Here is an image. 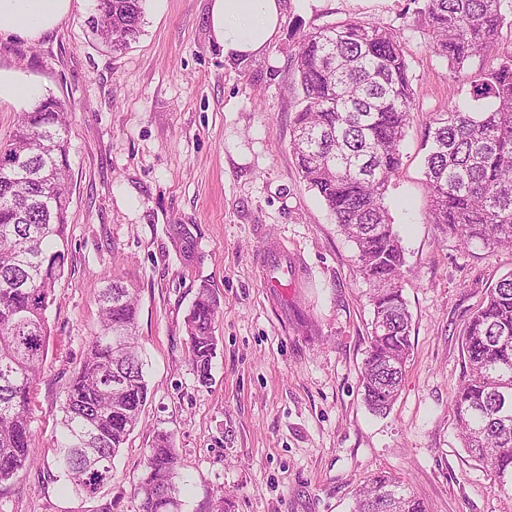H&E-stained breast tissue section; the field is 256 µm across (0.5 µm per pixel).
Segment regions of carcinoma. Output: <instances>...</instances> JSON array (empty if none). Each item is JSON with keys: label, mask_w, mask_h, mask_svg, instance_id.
<instances>
[{"label": "carcinoma", "mask_w": 512, "mask_h": 512, "mask_svg": "<svg viewBox=\"0 0 512 512\" xmlns=\"http://www.w3.org/2000/svg\"><path fill=\"white\" fill-rule=\"evenodd\" d=\"M144 0H97L92 30L112 50L135 40ZM417 27L428 48L470 86L474 105L448 102L433 113L425 177L431 223L468 246L512 247V48L495 67L473 68L512 28V0H420ZM301 107L291 148L298 170L354 244L372 285V331L363 361L364 403L385 414L401 391L411 355L412 318L398 284L404 250L385 206L401 165L414 91L393 31L346 20L302 34L294 58ZM68 107L48 96L0 144V486L33 462L31 393L40 378L46 310L71 254L67 233L70 170ZM169 235L184 264L199 261L188 224ZM100 331L89 342L64 395L54 465L77 497L112 481V465L139 423L148 386L140 354L137 298L114 280L98 296ZM220 302L209 280L186 316L188 359L211 384ZM462 379L453 413L466 449L512 489V275L489 290L466 320ZM180 459L171 433L157 431L134 490V512H182ZM353 512H428L400 479L370 476Z\"/></svg>", "instance_id": "cac0c4a2"}]
</instances>
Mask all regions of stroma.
Segmentation results:
<instances>
[{"label":"stroma","mask_w":512,"mask_h":512,"mask_svg":"<svg viewBox=\"0 0 512 512\" xmlns=\"http://www.w3.org/2000/svg\"><path fill=\"white\" fill-rule=\"evenodd\" d=\"M82 0L37 41L0 37V67L26 71L70 109L68 233L72 258L46 311L47 358L33 402L35 462L0 490V512H132L153 434L171 432L183 512H351L368 476L402 477L430 512H512V491L469 456L452 400L463 372L460 331L512 273V249L475 245L432 224L424 174L427 125L463 79L432 53L413 0H321L289 7L268 52L224 59L210 0H145L142 32L122 52L88 25ZM397 33L415 93L402 163L386 204L405 253L402 292L412 354L391 411L361 396L369 285L357 253L292 154L294 57L308 30L343 20ZM173 224L195 226L199 262L181 260ZM280 287H267L268 256ZM134 288L148 399L111 482L81 500L53 471L60 404L99 329L108 279ZM220 300L212 382L188 361L184 320L200 280Z\"/></svg>","instance_id":"stroma-1"}]
</instances>
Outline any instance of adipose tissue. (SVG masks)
Here are the masks:
<instances>
[{"mask_svg":"<svg viewBox=\"0 0 512 512\" xmlns=\"http://www.w3.org/2000/svg\"><path fill=\"white\" fill-rule=\"evenodd\" d=\"M76 0H0V36L19 35L37 41L73 11ZM286 0H211L210 35L225 58L263 56L279 33ZM41 88L30 75L0 67V103L31 110Z\"/></svg>","mask_w":512,"mask_h":512,"instance_id":"adipose-tissue-1","label":"adipose tissue"}]
</instances>
